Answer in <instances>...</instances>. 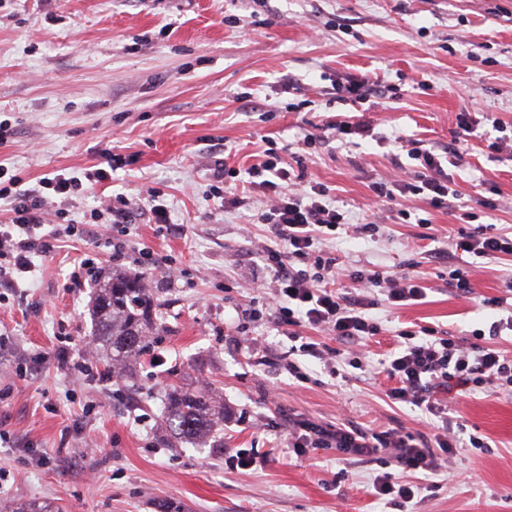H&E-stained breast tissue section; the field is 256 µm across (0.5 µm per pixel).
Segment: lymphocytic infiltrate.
Here are the masks:
<instances>
[{"instance_id": "1", "label": "lymphocytic infiltrate", "mask_w": 512, "mask_h": 512, "mask_svg": "<svg viewBox=\"0 0 512 512\" xmlns=\"http://www.w3.org/2000/svg\"><path fill=\"white\" fill-rule=\"evenodd\" d=\"M408 155L419 161V170L409 181L376 184L374 192L379 201L397 206L402 216L407 213L405 202L412 196L421 197L433 209L451 208L455 192L448 186L440 156L419 147L410 149ZM116 167L117 159L111 155L105 167L86 173L84 178L58 173L31 187L21 178L8 176L0 165V176L8 178L0 199L6 201L10 214L8 221L0 224L1 288H13L25 281L35 270V258L49 250L42 232L48 200H68L80 180L93 184L109 180ZM247 174L258 179L271 201L269 208L262 211L261 221L267 224L272 242L260 250L258 257L270 270L275 284L279 305L273 322L297 344V357L287 364L288 374L304 379L297 359L306 355L322 360L329 373H336L335 359L324 357L319 343L301 340L299 328L318 329L342 343L358 344L380 331L369 314L379 299L404 307L425 299L426 288L414 275L396 277L384 270L338 266L325 241L328 233L345 225L343 212L322 184L290 189L292 173L280 156L267 154ZM464 249L482 260H502L512 256V234L492 233L487 225H475L465 238ZM401 336L403 341L397 351L391 352L383 364L387 377L396 382L387 396L438 418L433 434L365 429L345 422L322 425L300 419L293 421L288 430V445L299 455L310 448H333L358 459L387 453L390 464L400 468L402 475L377 476L373 481L375 493L382 499L408 503L422 487L405 480V473L439 471L444 455L458 445L449 436L452 422L439 395L455 389L484 388L512 395V356L492 344L463 346L452 338L439 336L432 327L418 332L405 330Z\"/></svg>"}]
</instances>
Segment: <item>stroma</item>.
<instances>
[{
	"instance_id": "1",
	"label": "stroma",
	"mask_w": 512,
	"mask_h": 512,
	"mask_svg": "<svg viewBox=\"0 0 512 512\" xmlns=\"http://www.w3.org/2000/svg\"><path fill=\"white\" fill-rule=\"evenodd\" d=\"M370 76L394 99L345 105L332 86ZM296 90H289V83ZM366 115L370 136L358 146L331 130L338 117ZM475 132L461 164L447 166L459 202L490 182L477 221L512 233V0H0V164L28 185L54 172L82 178L104 155H118L111 180L84 182L68 202L47 207L50 252L36 273L0 291V376H14L0 401V504L41 500L58 512H158L164 502L185 512H512V396L454 391L451 415L481 449L458 448L438 475L420 476L423 491L406 506L377 499L372 482L386 462L343 459L332 448L296 456L288 421H348L363 428L430 433L428 415L391 402L381 360L414 326L475 342L507 308L512 260L481 264L473 295L448 288L447 264L434 247L469 261L458 242L470 225L454 210L413 200L410 220L370 209L372 186L405 179L415 160L392 158L394 137L443 155L459 120ZM502 149H495V140ZM274 151L292 174L329 189L351 226L331 251L346 265L423 278L421 303L371 315L379 336L356 346L360 368L340 364L330 376L320 360L301 357L305 381L282 364L291 346L273 324L260 283L271 275L255 258L267 242L257 215L270 201L249 194L225 205L212 178L215 161L246 170ZM155 189L179 233L138 213L123 258L93 239L67 236L112 195L137 199ZM429 219L421 239L418 219ZM376 221L364 237L352 227ZM169 256L176 284L148 273L160 305L158 324L134 380L114 381L101 361L95 377L74 371L92 333L97 281L136 272L139 250ZM91 279L69 287L82 255ZM256 348L240 345L241 334ZM38 358L32 374L19 364ZM211 392L224 401V432L170 448L164 395L169 384ZM254 461L230 469V455Z\"/></svg>"
}]
</instances>
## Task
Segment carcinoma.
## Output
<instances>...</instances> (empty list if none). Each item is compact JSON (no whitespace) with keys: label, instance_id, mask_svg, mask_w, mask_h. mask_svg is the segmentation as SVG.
Here are the masks:
<instances>
[{"label":"carcinoma","instance_id":"cac0c4a2","mask_svg":"<svg viewBox=\"0 0 512 512\" xmlns=\"http://www.w3.org/2000/svg\"><path fill=\"white\" fill-rule=\"evenodd\" d=\"M153 295L142 275H115L97 284L91 341L112 372H125L142 355L153 331ZM166 426L185 439L211 435L224 424V402L201 390L174 387L167 393ZM8 512H56L48 501L19 503Z\"/></svg>","mask_w":512,"mask_h":512}]
</instances>
